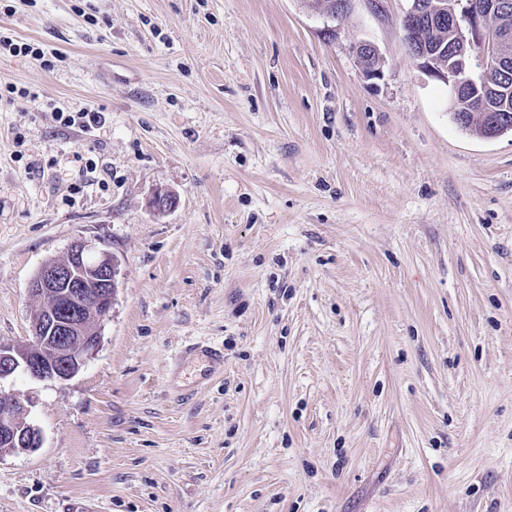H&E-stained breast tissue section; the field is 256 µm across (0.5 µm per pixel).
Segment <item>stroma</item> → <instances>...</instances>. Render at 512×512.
I'll list each match as a JSON object with an SVG mask.
<instances>
[{
  "mask_svg": "<svg viewBox=\"0 0 512 512\" xmlns=\"http://www.w3.org/2000/svg\"><path fill=\"white\" fill-rule=\"evenodd\" d=\"M409 6L0 0L59 54L0 53L39 94L0 101V344L45 262H118L81 371L5 383L43 442L0 456V512H512V133L454 122ZM57 121L65 126H77L82 132L91 133L105 122L101 112H95L88 109H81L77 112L67 113L54 112Z\"/></svg>",
  "mask_w": 512,
  "mask_h": 512,
  "instance_id": "stroma-1",
  "label": "stroma"
}]
</instances>
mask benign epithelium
<instances>
[{"instance_id": "benign-epithelium-1", "label": "benign epithelium", "mask_w": 512, "mask_h": 512, "mask_svg": "<svg viewBox=\"0 0 512 512\" xmlns=\"http://www.w3.org/2000/svg\"><path fill=\"white\" fill-rule=\"evenodd\" d=\"M449 13L456 41L469 54L452 65L440 63L442 50L429 44L427 27L436 10ZM435 8L431 0H412L399 20L403 42L410 55L420 61L427 75L448 85L450 98L457 102L473 89L484 87L492 71L502 74L495 88L498 105L489 110L469 98L465 112L453 114L466 128L468 117L482 118L480 137L494 139L512 130V82L507 64L512 60V0H470L462 11ZM357 49L376 58L375 65L361 63L364 75L378 78L382 58L378 48L363 41ZM177 204L170 191L156 189L149 207L162 214ZM118 289L117 260L89 241H79L69 251L68 260L46 263L32 278L29 295L41 302L31 317L32 342L26 346L0 345V455L30 451L40 446L42 434L29 420L28 403L4 387V381L18 372L40 380H67L76 375L98 349L100 323L109 315Z\"/></svg>"}]
</instances>
